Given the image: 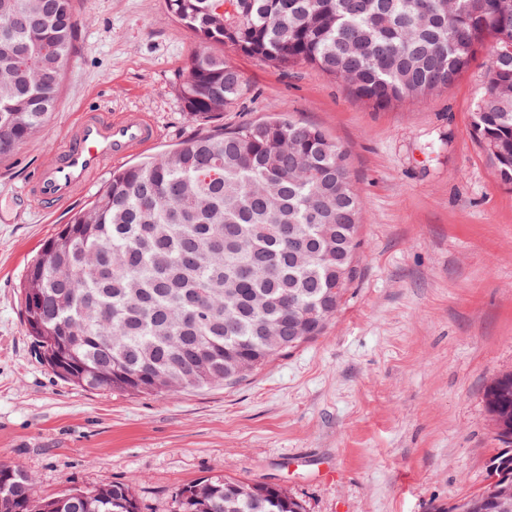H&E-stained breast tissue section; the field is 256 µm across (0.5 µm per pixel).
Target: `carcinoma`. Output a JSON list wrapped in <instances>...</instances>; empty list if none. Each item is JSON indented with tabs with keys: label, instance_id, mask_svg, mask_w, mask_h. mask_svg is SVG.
<instances>
[{
	"label": "carcinoma",
	"instance_id": "obj_1",
	"mask_svg": "<svg viewBox=\"0 0 512 512\" xmlns=\"http://www.w3.org/2000/svg\"><path fill=\"white\" fill-rule=\"evenodd\" d=\"M206 49L179 83L184 111L213 118L245 95L242 74L210 46L277 69L306 64L378 108L447 88L496 47L472 132L512 189V0H166ZM0 160L44 125L73 52V0H0ZM361 199L343 149L286 116L194 138L112 171L89 207L28 264L23 317L40 363L78 387L127 395L235 385L322 335L360 275ZM109 264L100 278L90 268ZM499 414L512 415V374ZM512 485V449L488 482L448 512H483ZM7 512H140L130 484L41 499L0 462ZM178 512H304L282 487L212 476L182 487Z\"/></svg>",
	"mask_w": 512,
	"mask_h": 512
}]
</instances>
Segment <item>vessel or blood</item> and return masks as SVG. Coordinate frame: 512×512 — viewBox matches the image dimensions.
<instances>
[{"label": "vessel or blood", "instance_id": "vessel-or-blood-1", "mask_svg": "<svg viewBox=\"0 0 512 512\" xmlns=\"http://www.w3.org/2000/svg\"><path fill=\"white\" fill-rule=\"evenodd\" d=\"M157 136V128L138 113L111 118L97 110H83L56 153L24 184L21 196L45 211L67 205L104 165L148 146Z\"/></svg>", "mask_w": 512, "mask_h": 512}]
</instances>
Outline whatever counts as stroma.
<instances>
[{"mask_svg": "<svg viewBox=\"0 0 512 512\" xmlns=\"http://www.w3.org/2000/svg\"><path fill=\"white\" fill-rule=\"evenodd\" d=\"M75 52L57 108L0 161V461L39 496L130 484L140 512H176L180 489L223 475L275 483L306 512H447L505 451L485 399L512 372V190L471 132L493 55L448 88L378 109L308 65L232 49L248 90L203 122L179 77L198 45L165 0H74ZM158 129L56 214L19 194L85 107ZM280 111L348 154L362 208L360 276L316 340L225 387L122 396L58 379L21 312L29 260L107 186L113 169Z\"/></svg>", "mask_w": 512, "mask_h": 512, "instance_id": "1", "label": "stroma"}]
</instances>
